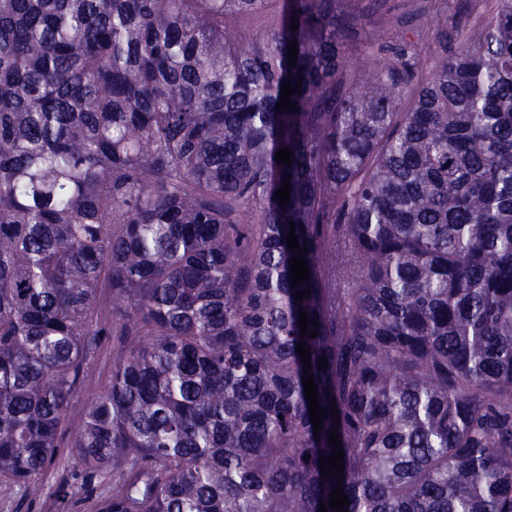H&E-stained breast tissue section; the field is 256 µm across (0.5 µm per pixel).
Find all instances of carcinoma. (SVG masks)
<instances>
[{
    "label": "carcinoma",
    "mask_w": 512,
    "mask_h": 512,
    "mask_svg": "<svg viewBox=\"0 0 512 512\" xmlns=\"http://www.w3.org/2000/svg\"><path fill=\"white\" fill-rule=\"evenodd\" d=\"M271 2L0 0V482L40 492L108 288L120 343L72 445L112 473L96 512H318L338 486L349 512H512V0L407 104L404 30L343 84L358 0L227 41ZM300 342L338 409L318 438ZM385 63L381 57H362L357 53L353 56V63L346 73V81L357 84L364 83L372 70Z\"/></svg>",
    "instance_id": "carcinoma-1"
}]
</instances>
